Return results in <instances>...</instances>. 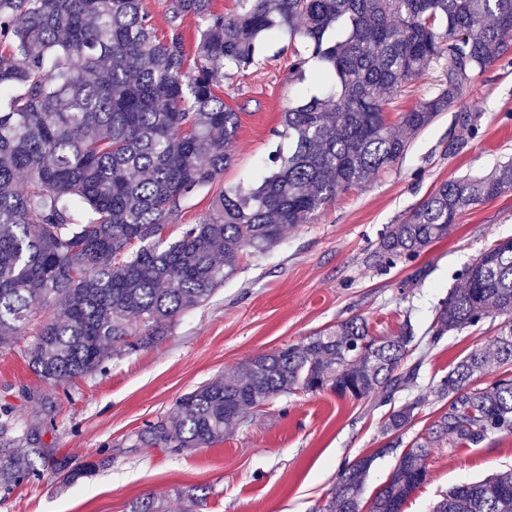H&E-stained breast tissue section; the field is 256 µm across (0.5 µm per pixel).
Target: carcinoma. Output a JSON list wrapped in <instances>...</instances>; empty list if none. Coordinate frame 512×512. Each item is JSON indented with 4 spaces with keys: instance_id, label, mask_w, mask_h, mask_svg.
<instances>
[{
    "instance_id": "cac0c4a2",
    "label": "carcinoma",
    "mask_w": 512,
    "mask_h": 512,
    "mask_svg": "<svg viewBox=\"0 0 512 512\" xmlns=\"http://www.w3.org/2000/svg\"><path fill=\"white\" fill-rule=\"evenodd\" d=\"M166 7L159 36L150 0H0V345L39 324L27 358L51 387L48 403L57 386L161 340L237 274L244 253L269 251L286 227L311 223L337 195L395 164L512 38V0H236L232 14L213 11L212 0ZM186 16L200 22L192 59ZM283 32L310 51L289 81L308 79L321 93L305 88L283 112L275 136L288 151L271 152L250 184L220 190L206 216L168 239L181 201L232 160L239 116L224 101V67L258 63ZM431 69L442 73L434 91L399 113L393 131L394 95ZM509 191L511 159L485 176L444 181L389 227L374 257L415 258L465 209ZM462 276L435 308L430 342L493 313L502 318L495 351L476 348L441 378L440 416L369 501L372 455L341 469L322 512H402L427 480L436 443L471 447L512 433V377L475 385L491 364H512V240L483 249ZM57 306L59 315L45 317ZM414 339L409 323L378 339L364 319L343 320L185 393L176 415L138 442L206 447L254 409L299 391L388 402L416 377L418 365L406 366ZM421 405L393 408L384 434L410 428ZM42 436L0 406V492L41 477L51 459ZM96 467L54 465L65 486ZM178 497L183 512H199L195 490ZM434 512H512V471L450 489Z\"/></svg>"
}]
</instances>
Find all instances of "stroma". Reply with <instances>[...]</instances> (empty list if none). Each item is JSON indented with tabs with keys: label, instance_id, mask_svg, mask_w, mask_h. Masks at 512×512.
I'll return each mask as SVG.
<instances>
[{
	"label": "stroma",
	"instance_id": "35a3bbf8",
	"mask_svg": "<svg viewBox=\"0 0 512 512\" xmlns=\"http://www.w3.org/2000/svg\"><path fill=\"white\" fill-rule=\"evenodd\" d=\"M293 42L280 35L247 70L224 71V98L239 114L232 162L216 185L182 202L169 237L180 235L209 210L218 189L253 179L277 139L284 110L297 93L289 82ZM471 113L472 129L458 122ZM459 139L463 149L448 145ZM512 159V40L503 55L466 87L462 98L411 142L398 163L370 182L337 196L310 224L288 227L267 254L244 257L239 273L211 301L179 317L154 345L112 358L96 373L47 388L24 356L32 334L0 346V404L19 424H40L55 459L97 469L76 485L61 486L52 466L43 476L0 495V512H131L135 502L166 498L181 512L174 492L200 488V512H320L343 466L369 456L364 495L372 497L392 473L400 448L388 445L383 424L389 406L373 399L340 398L324 391L278 398L248 422L225 431L221 442L175 453L143 448L137 436L173 415L178 399L261 352L299 343L351 317L364 318L377 337L396 334L411 322L424 357L413 382L395 403L418 397L422 405L402 435L410 444L444 407L437 382L477 347L491 348L499 324L478 326L431 343L436 306L478 253L512 238V191L464 210L447 237L417 258L382 267L374 252L387 227L401 223L439 183L484 174ZM428 478L403 512H432L452 487L512 470V434H495L467 447H435Z\"/></svg>",
	"mask_w": 512,
	"mask_h": 512
}]
</instances>
